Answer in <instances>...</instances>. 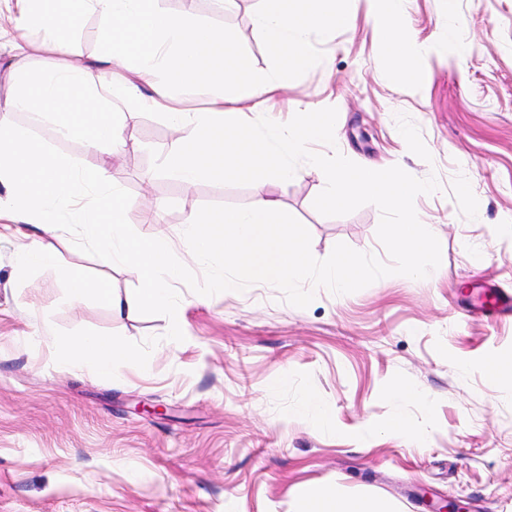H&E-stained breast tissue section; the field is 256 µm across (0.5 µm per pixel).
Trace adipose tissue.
Here are the masks:
<instances>
[{
	"instance_id": "1",
	"label": "adipose tissue",
	"mask_w": 512,
	"mask_h": 512,
	"mask_svg": "<svg viewBox=\"0 0 512 512\" xmlns=\"http://www.w3.org/2000/svg\"><path fill=\"white\" fill-rule=\"evenodd\" d=\"M6 2L7 20L25 36V50H37V43L26 37L27 30L37 28L52 34L47 49L66 63L34 76L16 66L14 91L0 110L50 119L61 137L81 140L86 152L77 159L60 158L28 127L0 124V219L34 227V235L19 245L23 265L55 264V243L71 221L81 228L80 245L98 250L109 264L132 270L140 283L120 296L109 281L90 279L76 269L68 279L70 300L92 297L117 315L162 310L173 326L181 324L184 306L171 286L180 279L182 267L173 261L165 240L127 230L128 199L112 184L99 158L102 150L116 154L124 149L146 110L159 113L177 132L165 165L183 183L224 181L259 169L264 178L285 184L305 166L331 170L323 205L352 194L383 198L397 216L394 243L409 272L437 276V269L423 261L436 228L415 211L417 198L433 191V184L390 176L371 165L354 167L311 150V143L335 141L333 113L322 112L311 120L299 116L285 125L267 120L259 151L225 150V139L249 132L253 112L265 107L271 94L287 89L298 71L327 66L326 58L314 54L309 34L348 25L340 0H260L253 24L281 63L258 80L242 78L231 67L215 71L214 63L224 58L231 37L224 28L196 19L188 8L173 14L159 8L158 0ZM377 2L380 37L391 50L397 76L406 77L423 54L422 45L406 31L407 0ZM90 13L101 19L98 39L105 65L103 80L95 86L85 84L89 65L73 55L64 38ZM184 87L204 98L205 106L183 107L175 91ZM265 160L270 163L266 169L261 166ZM53 345L62 364L91 376L138 365L134 353L106 336L58 337Z\"/></svg>"
}]
</instances>
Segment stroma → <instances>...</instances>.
<instances>
[{"instance_id": "obj_1", "label": "stroma", "mask_w": 512, "mask_h": 512, "mask_svg": "<svg viewBox=\"0 0 512 512\" xmlns=\"http://www.w3.org/2000/svg\"><path fill=\"white\" fill-rule=\"evenodd\" d=\"M257 6L192 5L232 34L229 57L247 76L279 65L252 25ZM340 7L349 26L310 37L330 68L298 74L255 120L334 112L337 158L434 183L416 210L437 227L426 258L439 278L321 288L305 308L270 285L212 297L182 285L175 337L162 312L117 318L96 299L69 300L71 268L121 293L138 286L80 247L77 225L56 244L58 265L28 272L18 225H0V512H295L328 490L428 512L426 489L467 512H512V389L483 370L512 359V321L468 311L484 285L512 293V235L497 230L512 221V0H408L406 28L427 53L403 79L371 0ZM175 138L146 112L123 152L101 156L132 203L133 234L171 240L189 209L252 198L250 179L181 183L164 165ZM325 184L313 169L265 187L309 230L316 258L339 242L386 258L379 209L323 216L313 201ZM157 202L160 223H142ZM88 333L134 351L141 370L91 378L59 363L53 338ZM400 380L415 398L388 399ZM396 412L409 436L388 430Z\"/></svg>"}]
</instances>
